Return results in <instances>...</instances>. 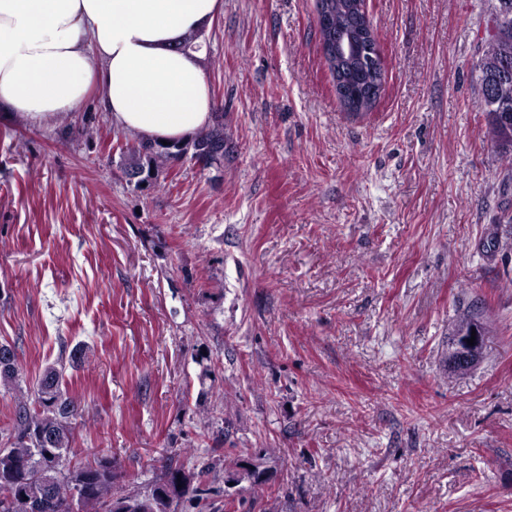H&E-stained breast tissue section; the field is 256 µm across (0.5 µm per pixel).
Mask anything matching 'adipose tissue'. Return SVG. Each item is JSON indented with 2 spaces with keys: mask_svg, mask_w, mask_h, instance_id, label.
<instances>
[{
  "mask_svg": "<svg viewBox=\"0 0 512 512\" xmlns=\"http://www.w3.org/2000/svg\"><path fill=\"white\" fill-rule=\"evenodd\" d=\"M221 0H0V113L42 123L96 90L113 127L184 141L212 124L203 48Z\"/></svg>",
  "mask_w": 512,
  "mask_h": 512,
  "instance_id": "1",
  "label": "adipose tissue"
}]
</instances>
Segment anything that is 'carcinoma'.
Returning a JSON list of instances; mask_svg holds the SVG:
<instances>
[{
  "label": "carcinoma",
  "instance_id": "carcinoma-1",
  "mask_svg": "<svg viewBox=\"0 0 512 512\" xmlns=\"http://www.w3.org/2000/svg\"><path fill=\"white\" fill-rule=\"evenodd\" d=\"M491 11L509 16L495 33L481 38L482 54L474 69L479 86L494 87L496 103L480 96L479 110L487 113L491 142L512 160V0H493ZM121 163L136 184L149 182L155 173L179 160L202 161L208 169L224 163L228 136L217 119L193 138L169 143L139 139L117 144ZM489 330L480 313L460 316L448 329V340L464 338L472 330ZM84 346L69 353L68 363L48 366L27 395L17 398L5 443H0V512H178L190 501L204 503L214 512H237L246 503L242 494L257 495L266 488L265 469L237 455H224L221 464L190 472L167 458L162 474L146 490H127L118 480L112 460L69 467L67 454L73 442V420L79 405L62 388L65 365L77 366L85 358ZM22 369L18 359L0 361V387L22 392ZM224 470V483H233L239 499L228 498L220 507L213 497L215 469Z\"/></svg>",
  "mask_w": 512,
  "mask_h": 512
}]
</instances>
